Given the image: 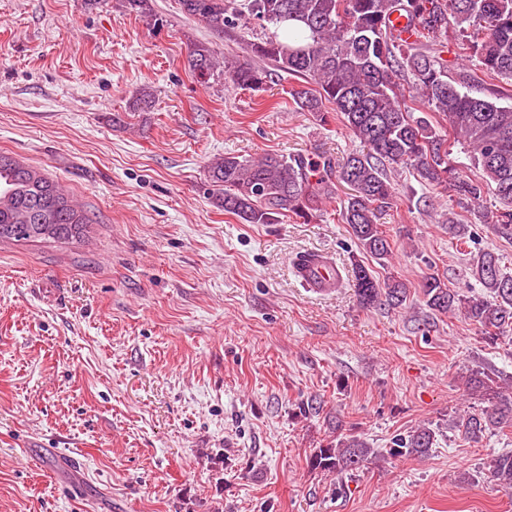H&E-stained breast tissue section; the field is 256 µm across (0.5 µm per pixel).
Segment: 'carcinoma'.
Returning <instances> with one entry per match:
<instances>
[{
  "mask_svg": "<svg viewBox=\"0 0 512 512\" xmlns=\"http://www.w3.org/2000/svg\"><path fill=\"white\" fill-rule=\"evenodd\" d=\"M185 14L218 34L249 28L263 35L250 43L252 60L221 61L204 42L190 44L189 71L201 84L224 73L252 92L265 90L267 61L300 80L290 95L298 110L327 122L328 114L363 144L335 163L326 156L265 154L249 159L226 154L208 166L211 202L243 224H277L291 213L305 222L336 202L357 246L382 261L391 243L377 223L391 207L396 188L388 169L410 168L417 181L461 204L474 205L485 190L501 202L486 222L512 240V0H180ZM121 6L154 24L152 0H121ZM406 20L399 29L394 19ZM410 33V40L403 34ZM453 42L479 61L476 68L448 70L441 57ZM419 102L427 112L414 115ZM453 142L470 149L476 174L466 180L455 171L448 149ZM349 187L345 196L338 185ZM51 217L45 224L37 214ZM89 219L69 193L42 169L0 152V229L14 234L0 242L70 241L84 235ZM490 297L467 295L430 275L420 284L427 307L461 313L484 338L497 342L512 331V275L498 255L482 251L467 267ZM351 282L365 308L405 305L408 292L398 280L380 282L358 259ZM463 384L487 396L478 412L459 416L458 430L474 443L493 429H512V383L473 372ZM435 432L422 424L392 438L391 454L424 458ZM374 450L355 435L336 436L310 456L311 470L339 476L368 461ZM489 478L512 489V452L492 459Z\"/></svg>",
  "mask_w": 512,
  "mask_h": 512,
  "instance_id": "carcinoma-1",
  "label": "carcinoma"
}]
</instances>
